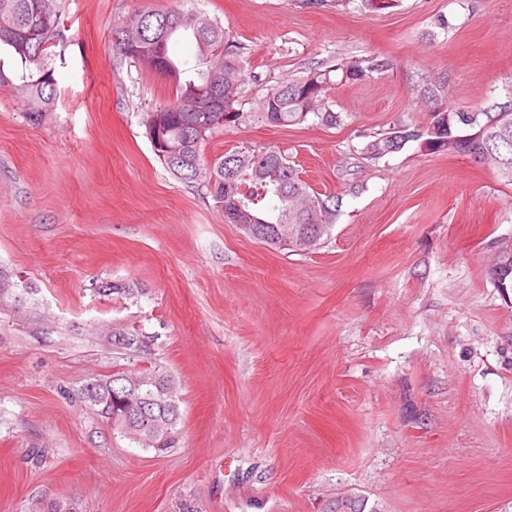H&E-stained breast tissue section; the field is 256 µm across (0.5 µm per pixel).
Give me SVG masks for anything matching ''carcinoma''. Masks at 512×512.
<instances>
[{"label": "carcinoma", "instance_id": "1", "mask_svg": "<svg viewBox=\"0 0 512 512\" xmlns=\"http://www.w3.org/2000/svg\"><path fill=\"white\" fill-rule=\"evenodd\" d=\"M184 7L174 12L138 11L127 16L148 25L145 37L125 39L126 22L113 31L114 46L119 54L157 71L155 58L162 53L166 69L161 74L175 85L176 97L145 113L146 134L153 152L164 147L175 148L178 155L161 160L177 179L206 188L224 211L227 222L244 210L260 218V231L253 239L280 247L273 238V226L292 224L311 239V246L321 244L329 235L336 219V208L328 199L309 191L300 171L290 163L278 147L259 151L241 147L207 162L201 148L209 136L224 127L238 125L243 113L235 108L247 73L242 63L241 47L230 37L221 21L211 19L196 8V0H183ZM179 31L193 34L199 50V67H189L171 52V41ZM65 40L56 0H0V45L14 51L22 62L21 74L10 78L0 65V84L14 87L32 121L51 111L57 95L51 48ZM385 63L371 59L316 67L303 75L268 90L256 105V114L265 123L276 127L300 125L314 116L324 126L341 123V114L328 105L331 73L340 70L348 82L359 81L379 71ZM410 141L419 143L426 152L465 154L479 164L497 172L507 185H512V97L493 105L489 110L471 112L438 108L424 128L397 124L378 133L363 148V153L379 159L399 151ZM491 279L498 287L512 282V238H502L497 245L496 262ZM149 375L164 376L166 372L153 366L129 373L119 369L102 379L99 400L86 398L83 389L77 396L89 413L105 420L114 431L145 449L160 454L179 441L180 413L156 408L163 425L152 423L124 425L115 415L125 409L109 401L106 386L121 393V387L136 381L143 383ZM330 512H364V503L340 498L332 503Z\"/></svg>", "mask_w": 512, "mask_h": 512}]
</instances>
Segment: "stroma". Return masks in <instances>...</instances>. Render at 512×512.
Listing matches in <instances>:
<instances>
[{"label":"stroma","mask_w":512,"mask_h":512,"mask_svg":"<svg viewBox=\"0 0 512 512\" xmlns=\"http://www.w3.org/2000/svg\"><path fill=\"white\" fill-rule=\"evenodd\" d=\"M55 107L30 122L0 85V512H512V288L488 276L512 238V185L462 154L371 135L512 91V0H199L240 44L236 126L205 160L277 146L339 201L319 249L279 251L165 170L143 117L173 83L122 58L112 31L182 0H57ZM445 19L447 28L437 26ZM385 70L328 94L340 125L273 127L267 91L311 67ZM136 288L105 296L104 284ZM155 337L177 447L140 448L76 391L120 361L112 331Z\"/></svg>","instance_id":"stroma-1"}]
</instances>
